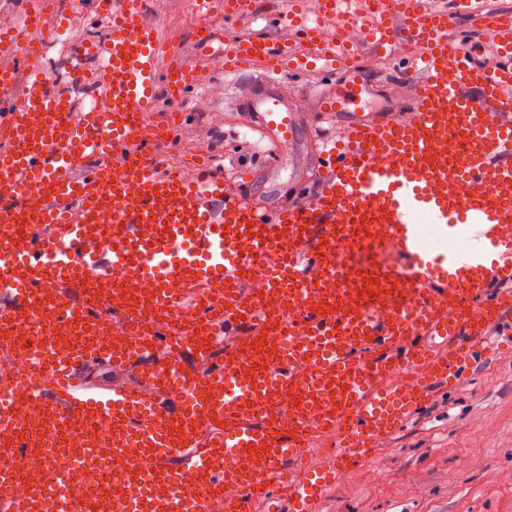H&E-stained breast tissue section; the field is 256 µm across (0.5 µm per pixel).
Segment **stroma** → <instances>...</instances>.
<instances>
[{"label": "stroma", "instance_id": "obj_1", "mask_svg": "<svg viewBox=\"0 0 512 512\" xmlns=\"http://www.w3.org/2000/svg\"><path fill=\"white\" fill-rule=\"evenodd\" d=\"M148 23L164 40L179 41L184 63L197 67L204 97H191V118L178 133V147L198 151L224 174L228 190L287 202L317 186V162L308 137L274 148L250 130L247 98L257 77L248 71L228 77L199 63L192 40L194 18L186 0H152ZM349 37L370 85L363 112L400 109L410 87L389 63L371 57L360 23ZM318 78L279 76V93L297 106L304 126L336 133L335 122L314 108ZM252 173L241 181L239 169ZM323 512H512V344L476 353L455 387L438 390L427 409L394 435L377 458L337 486Z\"/></svg>", "mask_w": 512, "mask_h": 512}]
</instances>
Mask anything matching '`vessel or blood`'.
<instances>
[{"mask_svg":"<svg viewBox=\"0 0 512 512\" xmlns=\"http://www.w3.org/2000/svg\"><path fill=\"white\" fill-rule=\"evenodd\" d=\"M346 2L320 0L319 19L301 21L299 59L265 38L225 43L212 0H196L205 61L271 73L252 100L270 141L299 131L275 75L312 67L363 87L343 30L323 31ZM473 3L376 0L368 41L386 51L389 21L402 16L420 65L407 112L349 113L343 93L318 94V111L342 120L338 137L320 139L322 185L272 207L227 192L221 172L188 174L160 155L186 123L180 105L198 74L160 59L147 0H81L112 33L72 49L71 80L97 91L80 112L46 79L44 49L68 0L0 11V350L25 368L0 376V512H56L65 464L121 454L131 462L116 476L134 493L90 488L98 512H251L259 500L265 512H322L432 386L457 383L476 351L512 342V18ZM455 12L493 28L492 65L463 49ZM162 93L174 110L155 112ZM103 306L121 322L161 309L180 317L176 364L153 357L168 333L159 320L148 342H108ZM276 314L292 316L287 336L270 335ZM22 320L48 351L39 361L10 339ZM200 332L248 347L206 394L180 383ZM99 363L131 368L134 382L90 390L85 373ZM30 402L40 414H25ZM272 406L281 417H268ZM102 419L108 430L96 429ZM204 420L220 424L214 437H198ZM319 438L328 452L314 463ZM182 478L192 495L173 492ZM21 480L30 493L12 495Z\"/></svg>","mask_w":512,"mask_h":512,"instance_id":"obj_1","label":"vessel or blood"}]
</instances>
